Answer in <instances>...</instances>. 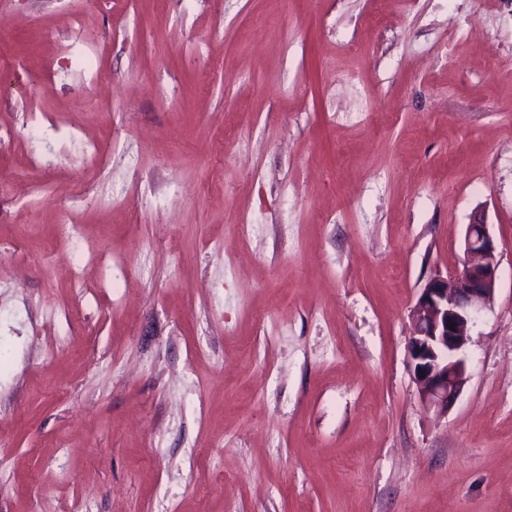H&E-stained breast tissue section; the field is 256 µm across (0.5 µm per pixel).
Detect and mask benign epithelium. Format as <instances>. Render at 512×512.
I'll return each mask as SVG.
<instances>
[{
	"label": "benign epithelium",
	"instance_id": "1",
	"mask_svg": "<svg viewBox=\"0 0 512 512\" xmlns=\"http://www.w3.org/2000/svg\"><path fill=\"white\" fill-rule=\"evenodd\" d=\"M495 251L489 224L482 215L474 216L466 227L461 266L428 280L414 307L407 363L421 400L441 412L464 384L465 365L458 354L469 341V326L493 302Z\"/></svg>",
	"mask_w": 512,
	"mask_h": 512
}]
</instances>
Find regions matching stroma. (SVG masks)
I'll list each match as a JSON object with an SVG mask.
<instances>
[{"instance_id":"1","label":"stroma","mask_w":512,"mask_h":512,"mask_svg":"<svg viewBox=\"0 0 512 512\" xmlns=\"http://www.w3.org/2000/svg\"><path fill=\"white\" fill-rule=\"evenodd\" d=\"M0 19V512H512V0ZM479 212L494 301L440 414L410 310Z\"/></svg>"}]
</instances>
